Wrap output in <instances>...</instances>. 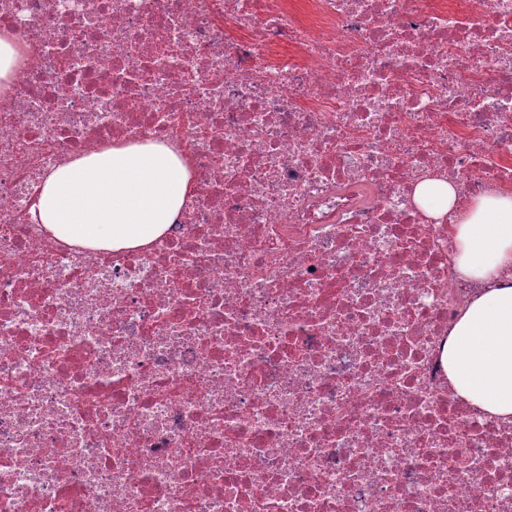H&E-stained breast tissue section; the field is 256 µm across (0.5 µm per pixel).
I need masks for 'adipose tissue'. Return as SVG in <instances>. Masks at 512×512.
Returning a JSON list of instances; mask_svg holds the SVG:
<instances>
[{"label": "adipose tissue", "instance_id": "ef3b65f1", "mask_svg": "<svg viewBox=\"0 0 512 512\" xmlns=\"http://www.w3.org/2000/svg\"><path fill=\"white\" fill-rule=\"evenodd\" d=\"M188 167L162 144H119L46 175L31 219L90 248L143 247L186 204ZM456 262L481 290L448 340V379L472 406L512 421V193L471 199L455 226Z\"/></svg>", "mask_w": 512, "mask_h": 512}]
</instances>
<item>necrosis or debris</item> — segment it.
I'll return each instance as SVG.
<instances>
[{"label":"necrosis or debris","mask_w":512,"mask_h":512,"mask_svg":"<svg viewBox=\"0 0 512 512\" xmlns=\"http://www.w3.org/2000/svg\"><path fill=\"white\" fill-rule=\"evenodd\" d=\"M0 512H512L442 356L460 202L512 189V0H0ZM160 143L187 203L86 249L30 210ZM31 61L27 46L15 44L7 32L0 33V85L5 88L15 77L17 71Z\"/></svg>","instance_id":"necrosis-or-debris-1"}]
</instances>
